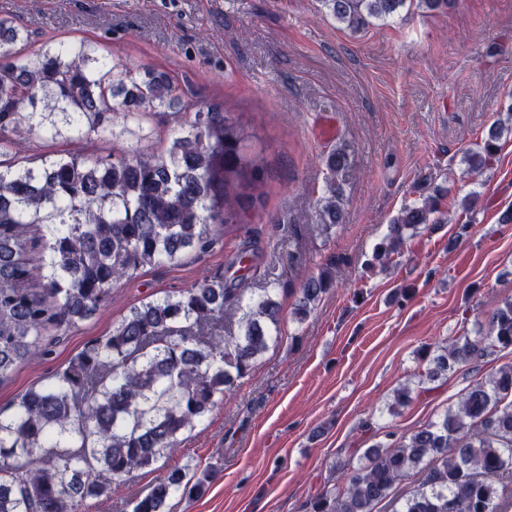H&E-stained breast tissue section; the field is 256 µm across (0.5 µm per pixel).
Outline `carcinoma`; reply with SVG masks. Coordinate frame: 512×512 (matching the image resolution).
Wrapping results in <instances>:
<instances>
[{"label": "carcinoma", "instance_id": "obj_1", "mask_svg": "<svg viewBox=\"0 0 512 512\" xmlns=\"http://www.w3.org/2000/svg\"><path fill=\"white\" fill-rule=\"evenodd\" d=\"M352 30L399 13L406 0H320ZM28 34L0 20V383L20 365L50 355L112 296V285L151 265L206 254L233 228L242 181L259 179L242 127L218 104L181 120L185 96L165 74L140 75L89 40L57 41L22 52ZM173 124L162 152L145 145L149 118ZM136 137L107 159L43 155L45 137ZM502 123L475 150L480 174L498 152ZM344 148L324 157L322 226L343 221L338 177ZM441 189L404 205L387 225L374 260L384 266L408 231L431 224ZM325 266L296 290L301 323L334 287ZM279 289L254 298L215 276L134 306L112 332L88 343L48 383L0 412V512H89L159 461L168 471L131 499V512H164L173 496L197 492L176 457L179 437L249 375L277 337ZM238 317L240 334L224 335ZM512 349V299L476 336L425 344L416 384L396 391L389 411L455 368ZM341 464L343 481L306 502V512H509L512 508V366L469 384L439 419L403 435L390 432ZM416 478L407 492L403 481Z\"/></svg>", "mask_w": 512, "mask_h": 512}]
</instances>
